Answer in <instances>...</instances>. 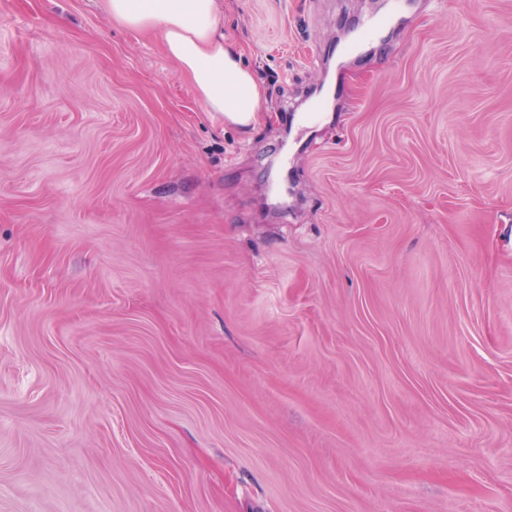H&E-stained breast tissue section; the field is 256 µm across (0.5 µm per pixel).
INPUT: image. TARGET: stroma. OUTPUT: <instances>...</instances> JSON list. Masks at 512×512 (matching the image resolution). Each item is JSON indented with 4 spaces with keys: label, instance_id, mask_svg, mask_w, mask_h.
I'll use <instances>...</instances> for the list:
<instances>
[{
    "label": "stroma",
    "instance_id": "1",
    "mask_svg": "<svg viewBox=\"0 0 512 512\" xmlns=\"http://www.w3.org/2000/svg\"><path fill=\"white\" fill-rule=\"evenodd\" d=\"M224 40L0 0V512H512V0ZM115 24L160 30L164 50L191 82L205 112L246 128L258 121L261 90L251 71L224 45L222 0H99Z\"/></svg>",
    "mask_w": 512,
    "mask_h": 512
}]
</instances>
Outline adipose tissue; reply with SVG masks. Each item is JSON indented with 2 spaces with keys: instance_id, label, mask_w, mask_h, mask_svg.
<instances>
[{
  "instance_id": "adipose-tissue-1",
  "label": "adipose tissue",
  "mask_w": 512,
  "mask_h": 512,
  "mask_svg": "<svg viewBox=\"0 0 512 512\" xmlns=\"http://www.w3.org/2000/svg\"><path fill=\"white\" fill-rule=\"evenodd\" d=\"M103 13L133 31L160 30L164 50L191 82L204 111L248 127L258 121L261 90L224 44L221 0H100Z\"/></svg>"
}]
</instances>
